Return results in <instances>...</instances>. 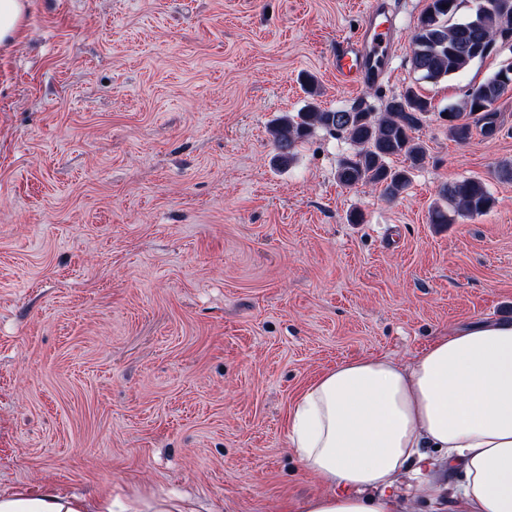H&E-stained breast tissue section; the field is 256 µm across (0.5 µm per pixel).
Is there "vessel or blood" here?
<instances>
[{"label":"vessel or blood","instance_id":"b4317fda","mask_svg":"<svg viewBox=\"0 0 512 512\" xmlns=\"http://www.w3.org/2000/svg\"><path fill=\"white\" fill-rule=\"evenodd\" d=\"M380 8L379 0H372L362 27L336 44L334 65L345 84L376 83L387 72L395 50L390 27L377 21Z\"/></svg>","mask_w":512,"mask_h":512}]
</instances>
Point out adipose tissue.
Returning a JSON list of instances; mask_svg holds the SVG:
<instances>
[{"mask_svg":"<svg viewBox=\"0 0 512 512\" xmlns=\"http://www.w3.org/2000/svg\"><path fill=\"white\" fill-rule=\"evenodd\" d=\"M292 448L326 485L303 512H512V323L452 330L403 364L338 363L288 414ZM0 512H195L184 495L0 490Z\"/></svg>","mask_w":512,"mask_h":512,"instance_id":"adipose-tissue-1","label":"adipose tissue"}]
</instances>
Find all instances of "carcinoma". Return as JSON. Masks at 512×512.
I'll return each mask as SVG.
<instances>
[{
    "instance_id": "cac0c4a2",
    "label": "carcinoma",
    "mask_w": 512,
    "mask_h": 512,
    "mask_svg": "<svg viewBox=\"0 0 512 512\" xmlns=\"http://www.w3.org/2000/svg\"><path fill=\"white\" fill-rule=\"evenodd\" d=\"M461 2L428 0L411 36L410 61L419 79L437 82L459 75L473 61L489 55L493 46L506 39L512 42V0H475L471 15L459 20ZM506 70L511 72L508 82L499 81L497 71L471 88L462 105L448 107L445 120L454 141L469 143L475 128L485 137L499 132L496 104L512 91V65ZM431 111L429 99L411 86L391 97L380 113L360 106L322 109L310 102L296 116L285 115L275 122V161L282 166L292 163L298 144L312 128L320 127L355 146L339 164L337 178L342 185H378L387 199L395 200L426 160L427 149L415 132ZM439 196L440 203L429 214L433 224H451L456 215H484L495 204L485 182L476 177L441 186Z\"/></svg>"
}]
</instances>
